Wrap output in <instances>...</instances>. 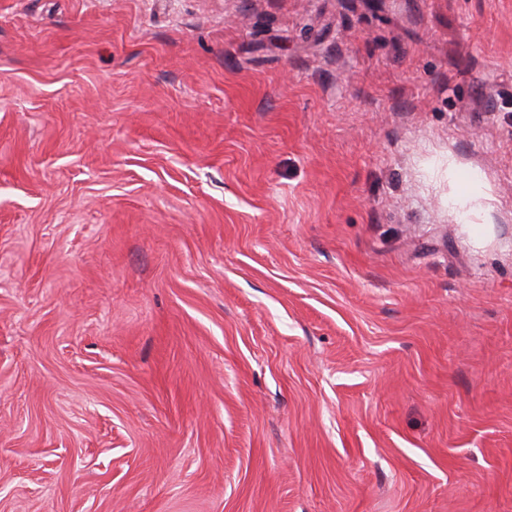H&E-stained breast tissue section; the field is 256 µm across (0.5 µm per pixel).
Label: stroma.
<instances>
[{"label":"stroma","mask_w":512,"mask_h":512,"mask_svg":"<svg viewBox=\"0 0 512 512\" xmlns=\"http://www.w3.org/2000/svg\"><path fill=\"white\" fill-rule=\"evenodd\" d=\"M0 512H512V0H0Z\"/></svg>","instance_id":"obj_1"}]
</instances>
